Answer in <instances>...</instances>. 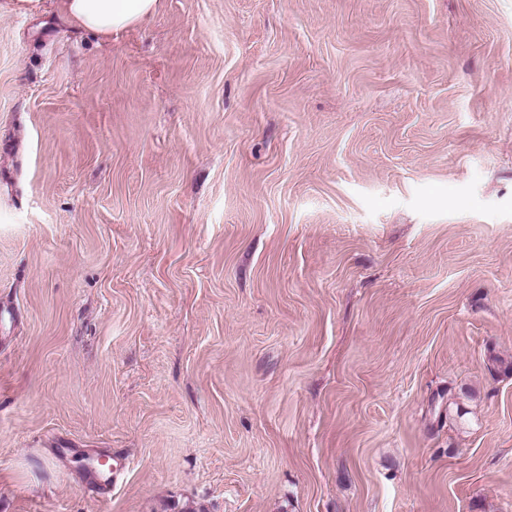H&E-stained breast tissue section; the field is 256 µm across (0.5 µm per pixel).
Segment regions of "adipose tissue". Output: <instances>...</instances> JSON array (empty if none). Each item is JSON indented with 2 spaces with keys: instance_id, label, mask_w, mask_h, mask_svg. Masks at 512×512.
Wrapping results in <instances>:
<instances>
[{
  "instance_id": "ef3b65f1",
  "label": "adipose tissue",
  "mask_w": 512,
  "mask_h": 512,
  "mask_svg": "<svg viewBox=\"0 0 512 512\" xmlns=\"http://www.w3.org/2000/svg\"><path fill=\"white\" fill-rule=\"evenodd\" d=\"M157 5L158 0H58V12L72 27L108 40L146 21Z\"/></svg>"
}]
</instances>
